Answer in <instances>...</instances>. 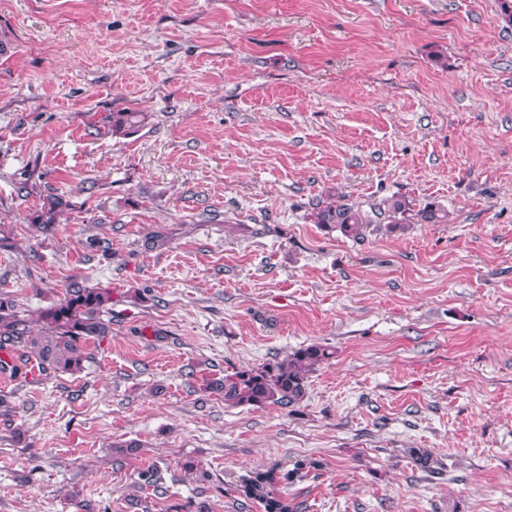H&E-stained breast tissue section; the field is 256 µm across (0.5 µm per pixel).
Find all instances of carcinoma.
I'll list each match as a JSON object with an SVG mask.
<instances>
[{"mask_svg":"<svg viewBox=\"0 0 512 512\" xmlns=\"http://www.w3.org/2000/svg\"><path fill=\"white\" fill-rule=\"evenodd\" d=\"M148 119L146 112H111L105 122L113 135L130 136L143 128ZM63 206L61 197H49L33 223L42 230L51 229ZM377 216L384 221L377 222L351 205L333 203L317 206L312 213L314 223L354 240L375 232L403 234L413 224L450 222L448 210L438 204L428 203L415 210L405 198L395 195L381 201ZM111 304L110 289L90 288L74 280L60 298L40 310L37 318L40 328L35 330L18 310L16 301L0 293V351L11 355L22 351L46 374L79 373L91 359L88 343L103 339L110 332ZM329 356L326 348L308 345L282 360L236 368L224 372L222 377H204L201 390L221 397L229 407L293 408L306 396L308 372ZM404 452L423 469L435 472L432 453L422 448H406ZM303 470L304 464L299 462L286 471L278 466L258 470L243 482L240 494L261 503L265 512H295L296 507L278 495V485L303 477Z\"/></svg>","mask_w":512,"mask_h":512,"instance_id":"carcinoma-1","label":"carcinoma"}]
</instances>
